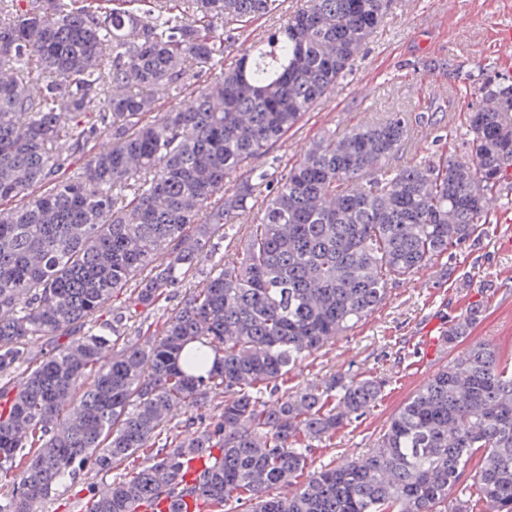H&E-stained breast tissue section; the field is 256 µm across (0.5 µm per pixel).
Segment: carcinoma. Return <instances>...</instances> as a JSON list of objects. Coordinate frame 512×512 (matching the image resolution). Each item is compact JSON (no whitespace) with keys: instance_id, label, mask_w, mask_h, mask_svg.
Here are the masks:
<instances>
[{"instance_id":"1","label":"carcinoma","mask_w":512,"mask_h":512,"mask_svg":"<svg viewBox=\"0 0 512 512\" xmlns=\"http://www.w3.org/2000/svg\"><path fill=\"white\" fill-rule=\"evenodd\" d=\"M283 2L0 0V203L18 201L0 208V512H37L61 480L125 463L86 512L168 493L213 512H474L453 495L465 476L481 512H512V371L491 345L421 385L371 453L314 472L312 442L366 414L382 384L288 386L389 284L480 235L512 189V79H484L457 151L392 166L410 135L394 112L272 172L274 147L352 70L390 0H306L220 68L235 30ZM242 215L250 235L161 332L121 342L124 312L100 320L133 280L130 309L186 286ZM219 394V416L186 414ZM196 448L207 466L173 486Z\"/></svg>"}]
</instances>
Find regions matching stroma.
I'll list each match as a JSON object with an SVG mask.
<instances>
[{
	"label": "stroma",
	"instance_id": "obj_1",
	"mask_svg": "<svg viewBox=\"0 0 512 512\" xmlns=\"http://www.w3.org/2000/svg\"><path fill=\"white\" fill-rule=\"evenodd\" d=\"M512 26V0H392L377 32L353 70L307 114L273 151L280 164L294 160L329 131L381 119L393 112L425 113L431 124L411 129L406 149L393 158L402 166L420 157L457 148L466 131L471 101L484 77H512V60L496 29ZM184 289L171 292L151 310L126 313V337L161 330ZM484 312L471 340L493 345L512 367V191L503 192L479 241L442 255L410 279L391 284L386 300L365 321L305 360L290 374L292 385L334 375L372 376L382 394L370 411L314 443L311 467L318 470L375 448L388 420L429 377L450 363L443 349L425 361L423 338L444 331L471 304ZM111 474L88 472L78 483L62 481L40 512H84L90 490L111 482Z\"/></svg>",
	"mask_w": 512,
	"mask_h": 512
}]
</instances>
